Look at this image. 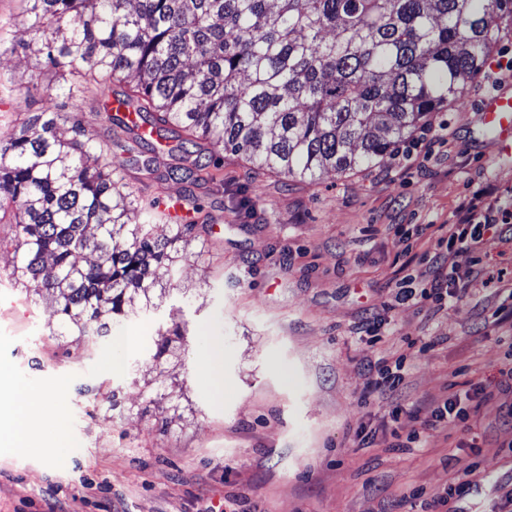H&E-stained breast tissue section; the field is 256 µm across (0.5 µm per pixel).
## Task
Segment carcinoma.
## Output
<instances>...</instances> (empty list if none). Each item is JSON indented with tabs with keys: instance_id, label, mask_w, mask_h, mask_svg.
I'll return each mask as SVG.
<instances>
[{
	"instance_id": "cac0c4a2",
	"label": "carcinoma",
	"mask_w": 512,
	"mask_h": 512,
	"mask_svg": "<svg viewBox=\"0 0 512 512\" xmlns=\"http://www.w3.org/2000/svg\"><path fill=\"white\" fill-rule=\"evenodd\" d=\"M24 2L30 39L9 51L37 57L69 100L96 84L92 111L108 122L96 130L63 102L0 139V222L14 243L5 274L50 301L65 336L110 335L204 255L193 242L211 215L192 191L178 223L154 215L158 200L143 203L129 171L167 177L152 158L114 155L125 138L167 135L172 170L198 188L202 156L223 167L216 150L286 179L368 168L462 97L512 18V0ZM158 336L156 368L185 332Z\"/></svg>"
}]
</instances>
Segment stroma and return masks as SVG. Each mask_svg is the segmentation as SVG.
Returning <instances> with one entry per match:
<instances>
[{"instance_id":"1","label":"stroma","mask_w":512,"mask_h":512,"mask_svg":"<svg viewBox=\"0 0 512 512\" xmlns=\"http://www.w3.org/2000/svg\"><path fill=\"white\" fill-rule=\"evenodd\" d=\"M22 4L0 0V139L60 103L51 80L26 91L36 59L8 51L27 37ZM481 81L431 113L439 139L407 161L289 181L225 155L224 187L204 199V263L181 265L179 294L107 338L61 335L51 307L9 281L0 223V375L60 387L74 441L59 449L47 424L31 447L0 448V512H422L455 481L469 493L440 512H512V219L494 215L460 259L461 299L439 311L395 301L402 277L426 285L463 202L490 185L512 204V158L483 126ZM175 323L184 344L153 369L157 331ZM215 345L221 396L205 371ZM402 354L406 413L393 425L385 399L363 398L364 366ZM148 386L178 397L181 420L148 403ZM450 393L472 405L467 427L428 425ZM414 431L415 447H397Z\"/></svg>"}]
</instances>
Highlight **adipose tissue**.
<instances>
[{
  "mask_svg": "<svg viewBox=\"0 0 512 512\" xmlns=\"http://www.w3.org/2000/svg\"><path fill=\"white\" fill-rule=\"evenodd\" d=\"M57 390L48 387L32 390L16 386L0 397V446L27 448L32 445L50 414L49 404Z\"/></svg>",
  "mask_w": 512,
  "mask_h": 512,
  "instance_id": "1",
  "label": "adipose tissue"
}]
</instances>
